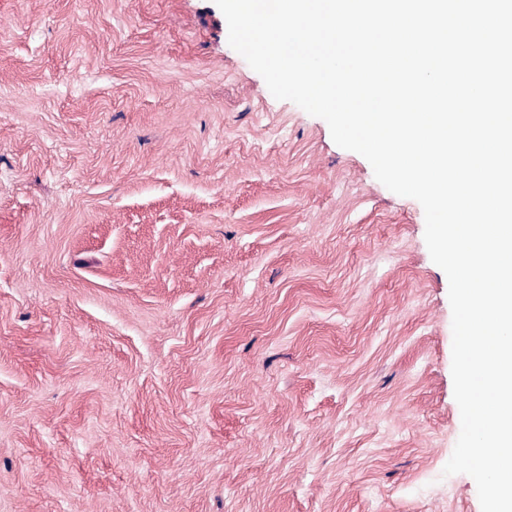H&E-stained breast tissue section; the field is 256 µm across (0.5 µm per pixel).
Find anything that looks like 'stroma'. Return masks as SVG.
Here are the masks:
<instances>
[{
    "instance_id": "1",
    "label": "stroma",
    "mask_w": 512,
    "mask_h": 512,
    "mask_svg": "<svg viewBox=\"0 0 512 512\" xmlns=\"http://www.w3.org/2000/svg\"><path fill=\"white\" fill-rule=\"evenodd\" d=\"M424 233L214 0H0V512H481Z\"/></svg>"
}]
</instances>
